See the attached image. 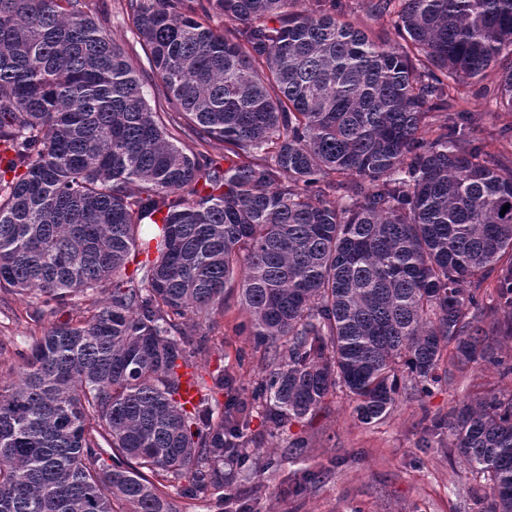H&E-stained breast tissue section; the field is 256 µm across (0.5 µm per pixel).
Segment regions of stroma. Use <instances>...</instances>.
<instances>
[{"label":"stroma","mask_w":512,"mask_h":512,"mask_svg":"<svg viewBox=\"0 0 512 512\" xmlns=\"http://www.w3.org/2000/svg\"><path fill=\"white\" fill-rule=\"evenodd\" d=\"M97 19L132 65L144 67L118 0H103ZM456 97L459 108L482 115L467 129V140L494 143L502 164L511 165L512 133L503 129L512 124V114L495 109L469 80L460 83ZM27 311L21 296L0 288L1 346H23L32 333L51 326L52 317L37 323ZM244 319L237 293H228L223 313L209 324V348L197 359L202 373L223 370L238 390L251 389L264 366L263 349L239 329ZM504 390L494 369L471 366L426 394L402 391L391 414L377 423L359 421L353 400L343 393L329 395L315 417L283 425L252 410L253 452L235 479L237 499L224 512H483V491L449 447L447 430L432 428L431 421Z\"/></svg>","instance_id":"1"}]
</instances>
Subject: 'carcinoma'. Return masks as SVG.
<instances>
[{
	"mask_svg": "<svg viewBox=\"0 0 512 512\" xmlns=\"http://www.w3.org/2000/svg\"><path fill=\"white\" fill-rule=\"evenodd\" d=\"M124 2L146 70L90 0H0V288L37 321L67 309L0 348V512H176L171 489L224 512L249 419L196 367L229 288L271 351L251 400L280 422L337 390L382 420L445 351L512 383V167L466 140L480 116L449 94L496 70L512 113V0H362L395 43L340 0ZM491 277L504 354L477 324ZM445 425L487 512H512V393ZM345 7V20L353 22L359 27L365 28L374 35L386 38H395L394 28L387 16L367 12L357 0H341ZM353 3V4H352ZM359 3V4H358ZM351 5V6H350Z\"/></svg>",
	"mask_w": 512,
	"mask_h": 512,
	"instance_id": "cac0c4a2",
	"label": "carcinoma"
}]
</instances>
